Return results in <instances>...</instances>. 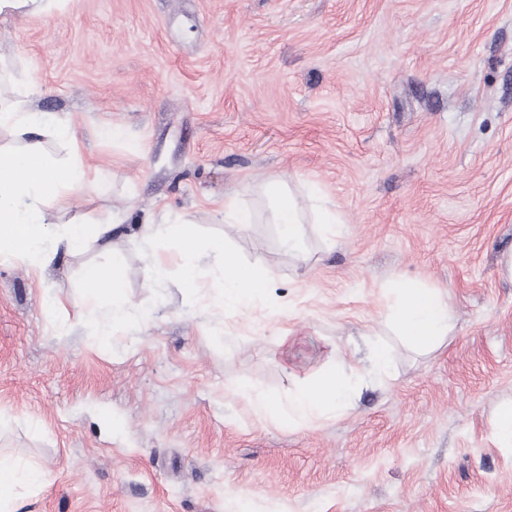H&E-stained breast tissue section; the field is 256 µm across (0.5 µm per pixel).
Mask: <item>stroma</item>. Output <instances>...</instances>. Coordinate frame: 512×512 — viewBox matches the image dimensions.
I'll return each mask as SVG.
<instances>
[{
    "label": "stroma",
    "instance_id": "35a3bbf8",
    "mask_svg": "<svg viewBox=\"0 0 512 512\" xmlns=\"http://www.w3.org/2000/svg\"><path fill=\"white\" fill-rule=\"evenodd\" d=\"M0 96L73 116L108 171L55 221L119 217L44 276L0 259V459L48 474L16 512H512V446L491 435L512 404V0H70L0 15ZM273 182L304 255L271 222ZM231 199L252 223H225ZM165 216L268 271L266 298L216 306L207 252L196 291L176 270L149 287L171 244L138 228ZM116 256L139 323L105 339L47 310ZM400 280L448 295L432 349L385 319ZM374 344L394 376L342 414L258 410Z\"/></svg>",
    "mask_w": 512,
    "mask_h": 512
}]
</instances>
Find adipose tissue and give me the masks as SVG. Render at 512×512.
Listing matches in <instances>:
<instances>
[{
    "label": "adipose tissue",
    "mask_w": 512,
    "mask_h": 512,
    "mask_svg": "<svg viewBox=\"0 0 512 512\" xmlns=\"http://www.w3.org/2000/svg\"><path fill=\"white\" fill-rule=\"evenodd\" d=\"M9 124L25 137L22 148L0 146V257L19 261L34 273H42L58 252L78 254L93 241H110L117 226L116 218H104L94 224L54 223L49 219L47 205L63 211L70 207L73 194L98 184L99 166L85 161L79 146L72 117L52 116L25 108L22 104L0 102V124ZM52 135L70 150V159L60 164L50 159L44 148V135ZM141 236L146 243L168 238L176 248L175 256L152 255V282L164 283L172 262H179L183 285L197 288L194 262L202 249L218 258L224 282L222 304L237 306L263 299L269 288L267 272L243 264L227 249L223 241L202 245L196 225L165 220L144 225ZM127 271L120 260L86 269L81 302L76 313H83L85 301H96L105 309L94 325L100 336L112 333L115 324L130 319V309L122 301V286ZM396 301L388 319L400 336L416 350L424 351L448 335L452 328L451 308L447 295L423 288L411 281L395 285ZM393 372L392 358L380 345L374 346L370 366L352 364L349 373L340 372L335 362H327L314 382L299 383L287 406L272 405L258 398L263 413L285 422L309 425L315 420L343 411L351 402L366 374L385 379ZM42 470L0 463V512H12L21 491L32 490L45 483Z\"/></svg>",
    "instance_id": "obj_1"
}]
</instances>
